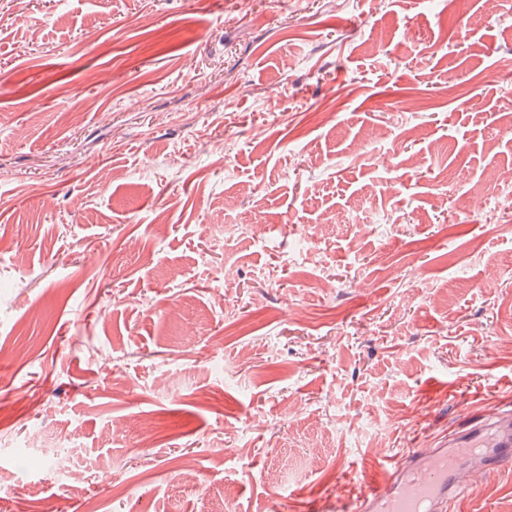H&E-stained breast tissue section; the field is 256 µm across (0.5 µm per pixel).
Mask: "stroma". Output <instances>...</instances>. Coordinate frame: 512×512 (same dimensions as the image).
I'll return each mask as SVG.
<instances>
[{"instance_id": "35a3bbf8", "label": "stroma", "mask_w": 512, "mask_h": 512, "mask_svg": "<svg viewBox=\"0 0 512 512\" xmlns=\"http://www.w3.org/2000/svg\"><path fill=\"white\" fill-rule=\"evenodd\" d=\"M508 172L512 0H0V502L308 512L512 413Z\"/></svg>"}]
</instances>
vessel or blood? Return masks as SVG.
<instances>
[{
  "label": "vessel or blood",
  "mask_w": 512,
  "mask_h": 512,
  "mask_svg": "<svg viewBox=\"0 0 512 512\" xmlns=\"http://www.w3.org/2000/svg\"><path fill=\"white\" fill-rule=\"evenodd\" d=\"M511 457L512 416L482 418L438 447L413 449L336 512H450L466 477L493 474Z\"/></svg>",
  "instance_id": "1"
}]
</instances>
